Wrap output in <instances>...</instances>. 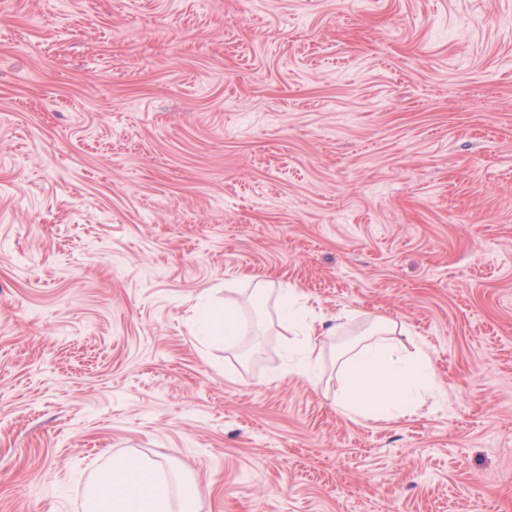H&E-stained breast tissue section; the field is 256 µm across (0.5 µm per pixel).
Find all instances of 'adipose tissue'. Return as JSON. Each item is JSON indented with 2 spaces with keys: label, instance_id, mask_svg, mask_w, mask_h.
<instances>
[{
  "label": "adipose tissue",
  "instance_id": "adipose-tissue-1",
  "mask_svg": "<svg viewBox=\"0 0 512 512\" xmlns=\"http://www.w3.org/2000/svg\"><path fill=\"white\" fill-rule=\"evenodd\" d=\"M256 292L273 298L279 320L301 336L295 369L314 377L322 358L318 338L322 321L299 301L296 289L258 282ZM406 329L388 318L373 319L364 336L344 354L346 391L338 411L367 418L384 414L405 416L419 399L435 396L438 382L422 343L401 339ZM200 496L197 484L169 467L147 458L104 459L85 487L83 512H193Z\"/></svg>",
  "mask_w": 512,
  "mask_h": 512
}]
</instances>
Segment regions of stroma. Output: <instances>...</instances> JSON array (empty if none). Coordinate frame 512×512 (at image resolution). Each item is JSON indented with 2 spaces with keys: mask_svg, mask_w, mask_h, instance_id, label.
<instances>
[{
  "mask_svg": "<svg viewBox=\"0 0 512 512\" xmlns=\"http://www.w3.org/2000/svg\"><path fill=\"white\" fill-rule=\"evenodd\" d=\"M249 275L326 325L319 383ZM378 316L443 395L336 410ZM196 512H512V0H0V512L102 455ZM236 302L230 298H224V309L212 305L202 306L197 313V321L199 322L200 331L208 336L214 333L224 324L226 316H233L236 311Z\"/></svg>",
  "mask_w": 512,
  "mask_h": 512,
  "instance_id": "1",
  "label": "stroma"
}]
</instances>
